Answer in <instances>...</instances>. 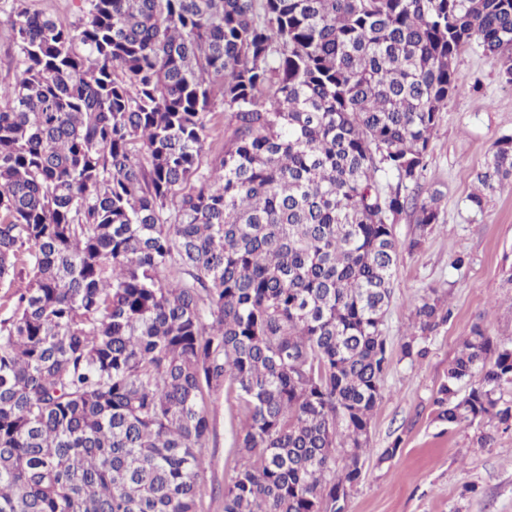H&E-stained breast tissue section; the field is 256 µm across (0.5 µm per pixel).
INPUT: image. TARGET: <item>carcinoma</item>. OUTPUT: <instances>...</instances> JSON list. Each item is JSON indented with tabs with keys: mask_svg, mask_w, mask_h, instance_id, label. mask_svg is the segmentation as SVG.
<instances>
[{
	"mask_svg": "<svg viewBox=\"0 0 512 512\" xmlns=\"http://www.w3.org/2000/svg\"><path fill=\"white\" fill-rule=\"evenodd\" d=\"M85 2L0 21V512H198L223 391L224 512H338L393 364L394 221L412 207L411 249L443 226L413 193L460 51L510 54L512 85V0ZM476 179L481 210L512 135ZM448 315L416 306L400 359ZM507 386L512 346L476 326L436 419L507 426ZM32 11L51 15L59 22L76 24L84 17L86 4L81 0H29ZM14 55V45L5 36H0V83H14L19 75V71L15 69ZM211 417L216 429V442L210 441L208 453L213 458V471H208L203 481L199 501L200 512H224L222 489L237 463L232 448L233 435L241 426L242 414L235 401L227 400L225 394L214 397L210 404ZM215 488L216 492H213ZM220 492V493H219Z\"/></svg>",
	"mask_w": 512,
	"mask_h": 512,
	"instance_id": "cac0c4a2",
	"label": "carcinoma"
}]
</instances>
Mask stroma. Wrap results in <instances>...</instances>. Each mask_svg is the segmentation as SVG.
Masks as SVG:
<instances>
[{"mask_svg":"<svg viewBox=\"0 0 512 512\" xmlns=\"http://www.w3.org/2000/svg\"><path fill=\"white\" fill-rule=\"evenodd\" d=\"M463 87L449 96L433 137V150L417 193L443 194L444 230L409 248L417 227L411 212L394 224L402 245L393 278L394 297L383 333L398 353L413 310L433 290L448 294L450 317L429 337L428 354L395 363L383 386L385 396L369 425L370 453L363 475L348 498L346 512H512V428L487 423L490 447L476 442L474 427L446 426L435 418L433 400L460 343L473 326L495 342L512 340V186L490 195L483 209L470 207L472 179L496 141L512 135V86L502 83V60L470 44L456 59ZM462 266H454L456 257ZM216 440L214 461L199 501L200 512H223L221 491L237 463L233 436L242 415L226 396L212 399ZM399 444L389 461L384 448Z\"/></svg>","mask_w":512,"mask_h":512,"instance_id":"1","label":"stroma"}]
</instances>
